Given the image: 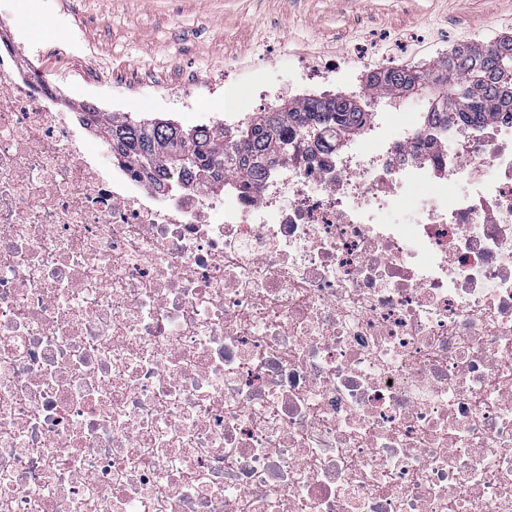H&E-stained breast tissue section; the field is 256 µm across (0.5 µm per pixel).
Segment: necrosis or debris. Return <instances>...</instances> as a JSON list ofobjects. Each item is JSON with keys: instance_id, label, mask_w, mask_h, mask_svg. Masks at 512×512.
I'll return each instance as SVG.
<instances>
[{"instance_id": "4bbe7bcc", "label": "necrosis or debris", "mask_w": 512, "mask_h": 512, "mask_svg": "<svg viewBox=\"0 0 512 512\" xmlns=\"http://www.w3.org/2000/svg\"><path fill=\"white\" fill-rule=\"evenodd\" d=\"M0 39V512H512V114L386 98L223 198L104 175Z\"/></svg>"}]
</instances>
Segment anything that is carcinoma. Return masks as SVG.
I'll return each mask as SVG.
<instances>
[{
    "label": "carcinoma",
    "mask_w": 512,
    "mask_h": 512,
    "mask_svg": "<svg viewBox=\"0 0 512 512\" xmlns=\"http://www.w3.org/2000/svg\"><path fill=\"white\" fill-rule=\"evenodd\" d=\"M365 87L397 99L426 94L427 122L444 130L455 121L479 123L512 110V38L457 46L428 66L382 68L368 74ZM372 117L355 96L321 94L299 105L284 102L233 128L186 131L168 121L145 124L115 117L94 123L118 164L133 165L154 180L173 175L181 178L176 188L191 184L218 196L230 177L244 174L260 180L288 153L294 135L309 141L319 132L317 145L336 150L360 134Z\"/></svg>",
    "instance_id": "obj_1"
}]
</instances>
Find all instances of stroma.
Segmentation results:
<instances>
[{"mask_svg": "<svg viewBox=\"0 0 512 512\" xmlns=\"http://www.w3.org/2000/svg\"><path fill=\"white\" fill-rule=\"evenodd\" d=\"M20 30L25 65L62 88L59 111L85 105L184 129L224 124V61L262 53L264 75L293 95L297 56L358 61L389 39L405 63L424 65L459 44L512 36V0H0ZM194 79L193 106L175 92Z\"/></svg>", "mask_w": 512, "mask_h": 512, "instance_id": "stroma-1", "label": "stroma"}]
</instances>
